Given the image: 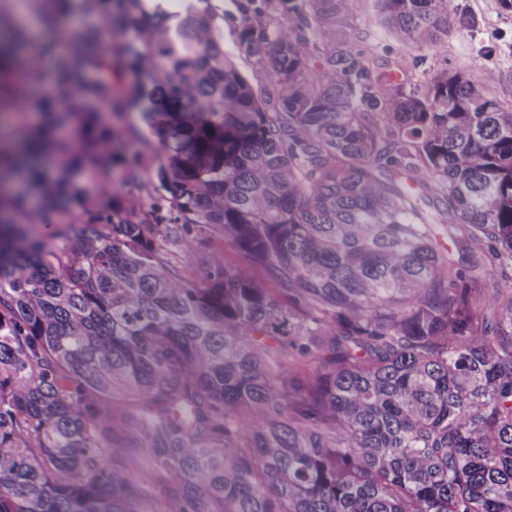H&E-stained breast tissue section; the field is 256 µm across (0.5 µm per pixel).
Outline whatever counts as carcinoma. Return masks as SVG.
<instances>
[{"instance_id":"1","label":"carcinoma","mask_w":512,"mask_h":512,"mask_svg":"<svg viewBox=\"0 0 512 512\" xmlns=\"http://www.w3.org/2000/svg\"><path fill=\"white\" fill-rule=\"evenodd\" d=\"M84 2L20 132L46 203L0 196V512H512V107L488 75L370 56L356 0H237L257 97L210 8ZM377 3L420 52L476 24ZM149 166L151 205L113 196ZM204 235L263 276L222 248L186 275L168 246Z\"/></svg>"}]
</instances>
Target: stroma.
Returning a JSON list of instances; mask_svg holds the SVG:
<instances>
[{
    "instance_id": "35a3bbf8",
    "label": "stroma",
    "mask_w": 512,
    "mask_h": 512,
    "mask_svg": "<svg viewBox=\"0 0 512 512\" xmlns=\"http://www.w3.org/2000/svg\"><path fill=\"white\" fill-rule=\"evenodd\" d=\"M478 22L476 32L455 28L449 31L447 42L438 54L428 56L424 67L434 69L442 64L471 71L488 69L495 78L486 91L500 103L512 106V14H503L499 0H461ZM41 0H0V49L13 58L12 65L0 73V153L18 152L17 127H38L42 117L38 103L50 87L54 59L40 52V45L50 37V29L37 24L42 10ZM213 8L224 18V49L240 73L253 86L256 95H263L266 79L253 57L239 51L237 30L239 13L235 0H215ZM359 26L370 52L381 56H396L407 66H414L416 51L401 43L384 26L374 0H358ZM29 21L31 36L17 47L12 34L19 20Z\"/></svg>"
}]
</instances>
